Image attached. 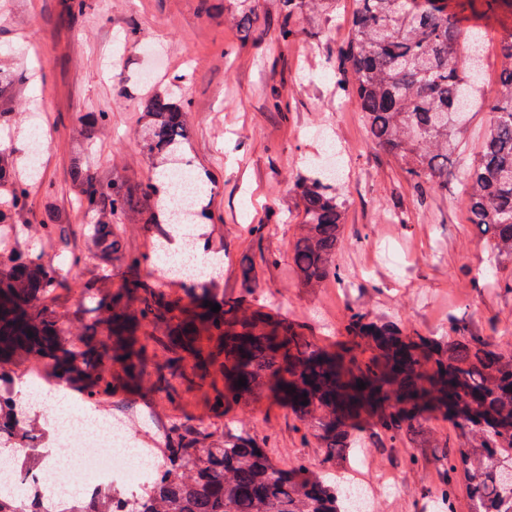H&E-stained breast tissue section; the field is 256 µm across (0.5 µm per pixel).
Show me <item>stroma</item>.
<instances>
[{"label": "stroma", "mask_w": 512, "mask_h": 512, "mask_svg": "<svg viewBox=\"0 0 512 512\" xmlns=\"http://www.w3.org/2000/svg\"><path fill=\"white\" fill-rule=\"evenodd\" d=\"M65 0H0V66L23 81L32 108L48 126L52 141L44 152L21 224H66L67 242L41 246L44 260H68L67 274L51 305L75 317L93 301L107 298L138 277L156 292L189 303L202 289L286 323L316 348L335 353L352 348L359 360L374 354L364 340L351 341L343 330L349 307L369 317L396 322L405 334L445 342L458 338L457 321L487 336L495 348L512 350V292L493 288L491 255L483 236L469 222L456 181H449L439 208L418 191L397 160L369 139L355 99L337 98L330 73L348 37L353 0H337L336 21L320 30L298 19V37L275 40L280 19L272 0H252L250 31L237 28L227 0H86L81 14H69ZM461 26L481 27L486 35L483 93L498 84L502 27L512 13L457 16ZM122 55L121 69L108 68ZM161 62L151 84L142 70ZM191 78V146L183 163L207 176L215 197L196 202L203 218L196 226L199 250L216 258L205 279H160L149 258L162 227L124 220L118 232L144 260L130 270L92 256L78 230L85 217L72 202L69 159L71 131L84 115L106 111L112 120L96 130L98 153L91 164L103 174L110 161L125 166L137 180H148L151 167L137 148L140 101L171 77ZM333 143L343 161L339 189L347 200L348 221L336 252L340 279L311 290L300 284L291 249L297 220L286 203L298 176L326 164L325 145ZM403 212L407 223L392 222ZM263 223V236L249 226ZM78 263H71V256ZM163 329L136 333L146 350L139 376L108 367L112 391L97 406L103 416H130L142 447L155 456L165 452L164 432L181 423L202 429L209 442L232 432L264 448L277 467L305 466L313 477L331 464L322 441L307 430L290 404L265 378L255 396L235 405L217 406L224 388L217 368L193 369L186 377L159 386L157 374L172 353ZM366 448L348 470L356 481L373 486L378 512H435L443 485L437 465H418L424 451L408 437L390 439L375 417L354 428Z\"/></svg>", "instance_id": "stroma-1"}]
</instances>
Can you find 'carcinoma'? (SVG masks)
Instances as JSON below:
<instances>
[{"label":"carcinoma","instance_id":"carcinoma-1","mask_svg":"<svg viewBox=\"0 0 512 512\" xmlns=\"http://www.w3.org/2000/svg\"><path fill=\"white\" fill-rule=\"evenodd\" d=\"M285 13L276 39L286 44L296 35L295 19L306 15L326 26L336 13V0H275ZM481 31L463 32L448 13V0H355L348 43L336 61V94L354 96L371 140L391 153L410 177L413 187L436 183L448 190V173L459 180L470 212V223L488 236L494 266L512 264V27L499 33L501 69L493 97L478 98L482 64L472 55L461 57L457 45L478 44ZM179 94L160 90L139 105L140 153L149 161L163 160L159 175L189 139L188 78L175 77ZM21 100L13 72L0 67V103ZM486 120L482 150L465 155L476 107ZM107 112L85 118L73 131L70 156L76 204L87 216L82 225L87 248L109 263L129 268L140 256L118 238L116 226L141 205L162 198L152 178L133 182L113 166L105 177L90 172L95 156L94 133L108 124ZM11 140L0 139V227L15 228L16 244L28 238L49 242L60 233L57 224H13L12 214L29 203L28 181L17 173ZM338 176L320 172L301 177L292 206L302 216L292 263L306 288H317L336 277L334 259L345 224L346 203L337 191ZM64 280L63 269L39 254L19 249L0 265V379L13 375L18 357L47 356L73 374L92 380L85 398L97 403L112 390L101 370L103 362L131 373L138 370L141 351L122 346L113 350H80L78 330L121 333L126 329L124 299L142 288L137 280L94 307V323L75 326L46 305ZM220 306L217 312L205 302ZM140 322L166 328V347L175 351L192 341L178 308L161 295L144 290ZM199 315L224 336V401L236 402L259 387L265 372L281 375V393L298 409L302 422L329 448V460L339 463L357 446L350 428L365 409L379 412V427L394 437L405 431L421 438V447L437 444L418 422L430 402L445 408L464 440L434 457L446 474L438 509L457 512L456 479L468 477L467 512H512V354L493 348L485 336L470 333L443 345L423 336H406L386 319L373 320L351 307L343 329L347 336L368 338L377 356L358 362L326 354L309 345L291 327L282 333L265 331L262 317L239 304L206 292L196 298ZM430 373L419 371L421 360ZM246 385L240 387L239 379ZM365 387L358 388L359 384ZM308 404H302V401ZM30 409L12 395L0 394V431L34 436ZM206 434L173 424L166 428V461L158 466L157 487L136 494L112 488L90 502L74 501L69 512H114L112 500L126 498V512H347L342 491L353 488L343 480L328 482L305 476L304 467L290 472L276 467L261 448L246 437L227 435L224 441L200 448ZM0 512H60L33 490L0 494Z\"/></svg>","mask_w":512,"mask_h":512}]
</instances>
